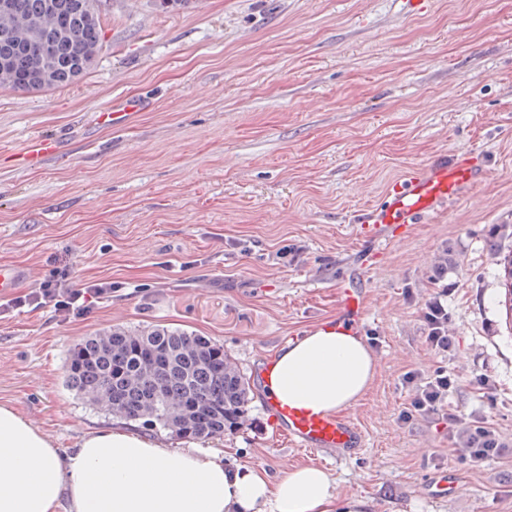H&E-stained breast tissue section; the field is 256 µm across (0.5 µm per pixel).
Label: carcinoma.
Returning a JSON list of instances; mask_svg holds the SVG:
<instances>
[{"label":"carcinoma","mask_w":512,"mask_h":512,"mask_svg":"<svg viewBox=\"0 0 512 512\" xmlns=\"http://www.w3.org/2000/svg\"><path fill=\"white\" fill-rule=\"evenodd\" d=\"M102 46L94 0H12L0 11V87H68ZM66 385L87 404L129 422L209 438L249 421L248 379L224 347L180 328L113 327L69 350Z\"/></svg>","instance_id":"obj_1"}]
</instances>
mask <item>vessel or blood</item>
<instances>
[{"label":"vessel or blood","instance_id":"obj_1","mask_svg":"<svg viewBox=\"0 0 512 512\" xmlns=\"http://www.w3.org/2000/svg\"><path fill=\"white\" fill-rule=\"evenodd\" d=\"M58 151L56 139L43 136L21 151L19 162L24 168L37 170ZM479 171L480 164L473 154L460 151L451 160L428 164L421 171L395 181L387 189L382 203L362 215V237L371 239L384 230L395 237L406 234L411 225L456 201L465 190L474 188ZM29 279L30 271L25 266L0 264V299L12 295ZM363 321L360 290L345 286L340 310L335 318L328 320V327L359 334L363 331ZM277 361V355H269L254 370L264 390L263 410L276 433L295 447L314 453H329L337 449L350 452L360 448L362 432L348 415L325 413L274 394V386L281 381Z\"/></svg>","mask_w":512,"mask_h":512}]
</instances>
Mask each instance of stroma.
Wrapping results in <instances>:
<instances>
[{
	"label": "stroma",
	"mask_w": 512,
	"mask_h": 512,
	"mask_svg": "<svg viewBox=\"0 0 512 512\" xmlns=\"http://www.w3.org/2000/svg\"><path fill=\"white\" fill-rule=\"evenodd\" d=\"M102 49L66 88L0 87V264L38 286L56 264L111 299L62 322L45 308L0 319V404L59 451L111 415L68 390L66 357L116 325L211 338L245 373L289 336L336 314L340 287L366 295L374 379L347 409L365 445L314 454L276 436L253 388L248 425L204 440L271 478L319 466L370 512H512V315L497 248H512V0H100ZM150 109L98 130L97 112L134 96ZM39 136L64 151L38 170L10 159ZM470 151L484 181L391 239L376 268L359 214L388 184ZM297 249L284 264L282 247ZM448 307L447 353L424 339L422 309ZM444 367L466 423L490 424L503 457L468 468L440 415L399 419L407 372ZM488 388L479 387L476 376ZM455 471L452 495L426 480Z\"/></svg>",
	"instance_id": "stroma-1"
}]
</instances>
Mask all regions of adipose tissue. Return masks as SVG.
Returning a JSON list of instances; mask_svg holds the SVG:
<instances>
[{"label": "adipose tissue", "instance_id": "adipose-tissue-1", "mask_svg": "<svg viewBox=\"0 0 512 512\" xmlns=\"http://www.w3.org/2000/svg\"><path fill=\"white\" fill-rule=\"evenodd\" d=\"M376 358L363 337L315 331L279 359L289 398L335 413L365 394ZM366 512L315 466L279 480L199 447L174 450L115 426L59 453L14 407L0 405V512Z\"/></svg>", "mask_w": 512, "mask_h": 512}]
</instances>
